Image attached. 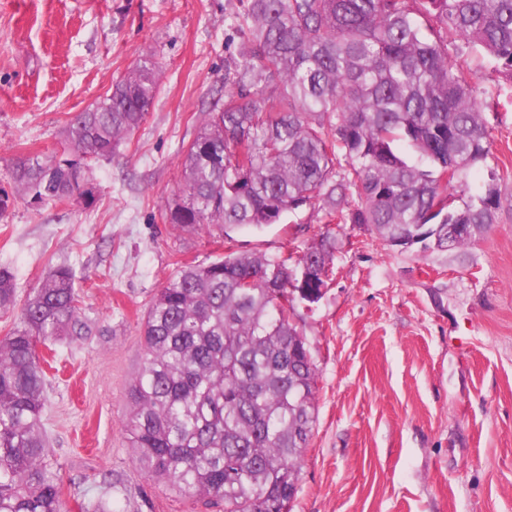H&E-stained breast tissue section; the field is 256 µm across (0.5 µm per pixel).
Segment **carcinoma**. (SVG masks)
<instances>
[{"instance_id":"cac0c4a2","label":"carcinoma","mask_w":512,"mask_h":512,"mask_svg":"<svg viewBox=\"0 0 512 512\" xmlns=\"http://www.w3.org/2000/svg\"><path fill=\"white\" fill-rule=\"evenodd\" d=\"M237 2V57L224 66V97L181 151L182 194L165 204L167 223L215 226L230 241L236 228L309 206L327 227L365 224L388 247L416 236L441 252L448 225L471 228L459 248L498 223L504 177L486 114L499 102L477 93L459 56L485 55L512 78V0ZM156 92L145 59L70 119L62 153L12 167L0 215L18 198L93 203L86 159L116 154ZM476 169L487 180L472 194ZM335 249L326 231L296 257L231 249L167 279L149 305L125 419L148 477L206 509L291 512L292 472L316 422L317 367L296 304L323 298ZM77 302L73 271L56 269L0 341V512H63L36 339H82ZM16 304L15 277L0 268V310ZM80 508L112 512V484Z\"/></svg>"}]
</instances>
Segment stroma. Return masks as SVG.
<instances>
[{
  "instance_id": "stroma-1",
  "label": "stroma",
  "mask_w": 512,
  "mask_h": 512,
  "mask_svg": "<svg viewBox=\"0 0 512 512\" xmlns=\"http://www.w3.org/2000/svg\"><path fill=\"white\" fill-rule=\"evenodd\" d=\"M235 0H0V186L18 159L51 155L67 123L143 58L158 92L109 159L90 163L92 204L26 200L0 217V267L26 299L73 270L90 331L37 342L47 375L42 427L66 512L103 474L114 512H192L141 471L124 428L145 357L151 299L187 263L225 254L217 229L186 232L161 210L181 192L176 159L236 55ZM476 90L499 89L492 151L512 177V81L492 61ZM316 209L234 230L240 251L302 252L324 232ZM335 273L296 323L317 366L316 423L292 512H512V209L473 245L385 246L367 227H332Z\"/></svg>"
}]
</instances>
